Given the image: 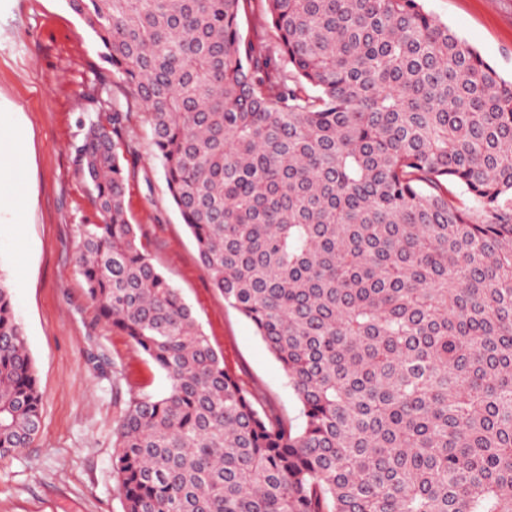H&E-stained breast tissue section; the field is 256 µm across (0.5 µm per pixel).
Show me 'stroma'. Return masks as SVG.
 Here are the masks:
<instances>
[{"instance_id":"1","label":"stroma","mask_w":512,"mask_h":512,"mask_svg":"<svg viewBox=\"0 0 512 512\" xmlns=\"http://www.w3.org/2000/svg\"><path fill=\"white\" fill-rule=\"evenodd\" d=\"M426 8L512 76V0H425ZM110 90L104 104L100 86ZM127 117L125 207L153 263L182 293L224 367L261 406L292 425L301 405L252 324L224 302L203 268L153 156L141 105L101 58L65 0H0V158L26 155L0 181V275L42 393L31 447L0 457V512H123L113 431L130 399L169 382L99 315L75 263L85 224L99 223L75 149L88 120Z\"/></svg>"}]
</instances>
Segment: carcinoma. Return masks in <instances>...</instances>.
Listing matches in <instances>:
<instances>
[{
	"label": "carcinoma",
	"instance_id": "1",
	"mask_svg": "<svg viewBox=\"0 0 512 512\" xmlns=\"http://www.w3.org/2000/svg\"><path fill=\"white\" fill-rule=\"evenodd\" d=\"M65 2L303 417L256 407L153 264L112 107L77 146L76 264L169 382L115 427L123 512H512V80L424 0H262L248 39L252 0ZM41 419L0 275V453Z\"/></svg>",
	"mask_w": 512,
	"mask_h": 512
}]
</instances>
